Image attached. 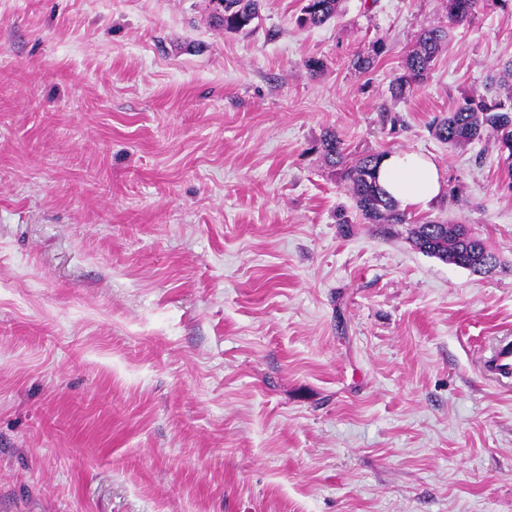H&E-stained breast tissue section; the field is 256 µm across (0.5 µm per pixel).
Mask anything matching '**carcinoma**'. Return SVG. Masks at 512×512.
Listing matches in <instances>:
<instances>
[{
	"instance_id": "carcinoma-1",
	"label": "carcinoma",
	"mask_w": 512,
	"mask_h": 512,
	"mask_svg": "<svg viewBox=\"0 0 512 512\" xmlns=\"http://www.w3.org/2000/svg\"><path fill=\"white\" fill-rule=\"evenodd\" d=\"M224 3L218 25L229 33L249 29L260 17L261 0H221ZM507 0H448V26L432 25L421 29L415 47L404 61V73L391 82V93L401 97L415 90L426 78L433 62L448 39L449 27L473 16L482 6L505 4ZM340 0H303L299 23L320 27L337 17ZM435 137L450 145L481 139L485 131L496 134L495 145L506 160L512 159V90L505 99L489 101L476 92L445 117L432 124ZM322 155L331 166L344 167L345 179L356 208L374 224H406L408 218L398 203L377 181V167L383 154L350 158L344 154L336 134L321 141ZM412 242L419 252L477 273H488L498 263L486 243L464 224L428 220L414 226Z\"/></svg>"
}]
</instances>
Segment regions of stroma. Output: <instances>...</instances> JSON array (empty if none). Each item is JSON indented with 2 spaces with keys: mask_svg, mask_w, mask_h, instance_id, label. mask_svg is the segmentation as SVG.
Instances as JSON below:
<instances>
[{
  "mask_svg": "<svg viewBox=\"0 0 512 512\" xmlns=\"http://www.w3.org/2000/svg\"><path fill=\"white\" fill-rule=\"evenodd\" d=\"M301 7L228 33L209 0H0V512H512V382L481 367L512 168L430 130L512 58V0L402 98L447 0ZM329 132L425 154L444 195L369 223ZM435 218L497 267L415 250ZM299 23L308 28L320 27L335 19L339 13L340 0H303Z\"/></svg>",
  "mask_w": 512,
  "mask_h": 512,
  "instance_id": "35a3bbf8",
  "label": "stroma"
}]
</instances>
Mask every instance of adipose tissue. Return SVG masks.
Here are the masks:
<instances>
[{"mask_svg":"<svg viewBox=\"0 0 512 512\" xmlns=\"http://www.w3.org/2000/svg\"><path fill=\"white\" fill-rule=\"evenodd\" d=\"M378 182L405 209L424 207L444 190L437 164L416 152L385 155L379 165Z\"/></svg>","mask_w":512,"mask_h":512,"instance_id":"ef3b65f1","label":"adipose tissue"}]
</instances>
